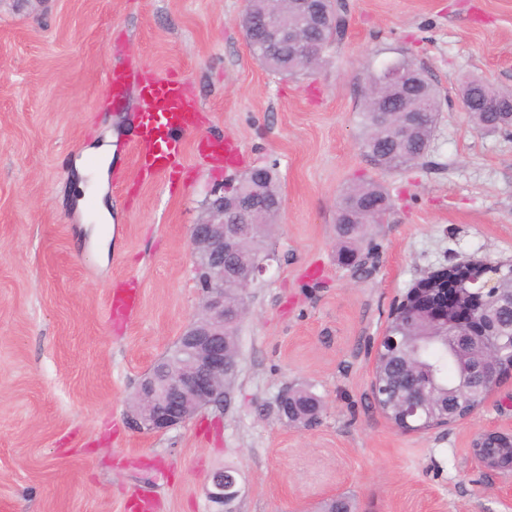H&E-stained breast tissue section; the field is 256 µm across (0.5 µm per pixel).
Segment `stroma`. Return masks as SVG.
Segmentation results:
<instances>
[{"label":"stroma","instance_id":"1","mask_svg":"<svg viewBox=\"0 0 512 512\" xmlns=\"http://www.w3.org/2000/svg\"><path fill=\"white\" fill-rule=\"evenodd\" d=\"M345 29L322 65L293 77L252 56L243 0H0V512H212L208 477H245L237 512H317L328 495L358 512H512V469L471 444L512 431V383L467 420L396 429L372 394L376 349L395 302L427 272L512 260V131L474 128L468 77L512 93V0H342ZM413 57L441 94L422 164L383 172L363 154L368 71ZM173 74L200 105L175 177L142 178L132 141L137 90L120 102L113 63ZM111 141L112 221L73 160ZM237 146L233 170L207 141ZM275 166L283 208L276 258L251 288L240 372L223 410L163 433L130 427L142 375L201 311L188 249L210 189ZM386 185L394 207L372 228L375 259H338L336 203L350 182ZM136 309L114 310L117 286ZM323 402L288 426V387Z\"/></svg>","mask_w":512,"mask_h":512}]
</instances>
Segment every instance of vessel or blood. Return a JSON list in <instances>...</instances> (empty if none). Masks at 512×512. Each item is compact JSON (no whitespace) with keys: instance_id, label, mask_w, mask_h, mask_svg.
I'll use <instances>...</instances> for the list:
<instances>
[{"instance_id":"1","label":"vessel or blood","mask_w":512,"mask_h":512,"mask_svg":"<svg viewBox=\"0 0 512 512\" xmlns=\"http://www.w3.org/2000/svg\"><path fill=\"white\" fill-rule=\"evenodd\" d=\"M133 84L142 101L134 144L138 171L147 177L170 174L180 165L185 134L198 124L199 104L187 84L171 75H136L119 66L107 74L113 98H123Z\"/></svg>"}]
</instances>
